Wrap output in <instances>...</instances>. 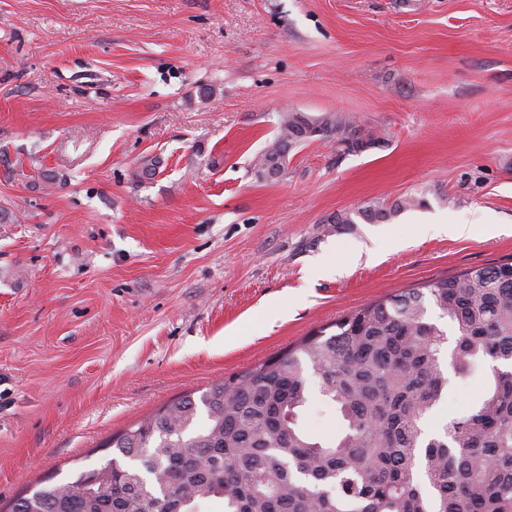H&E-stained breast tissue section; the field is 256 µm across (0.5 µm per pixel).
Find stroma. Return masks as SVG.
Instances as JSON below:
<instances>
[{"label": "stroma", "mask_w": 512, "mask_h": 512, "mask_svg": "<svg viewBox=\"0 0 512 512\" xmlns=\"http://www.w3.org/2000/svg\"><path fill=\"white\" fill-rule=\"evenodd\" d=\"M287 112L378 142L296 147L267 180ZM0 207L8 512L313 328L512 260V233L484 231L512 226V0H0ZM480 384L452 380L429 431ZM305 424L340 428L314 378ZM424 202L421 198L408 197L403 200L393 203L390 207L375 202L368 206L361 208L359 216L366 222L376 223L390 220L391 217L407 207L422 206Z\"/></svg>", "instance_id": "stroma-1"}]
</instances>
